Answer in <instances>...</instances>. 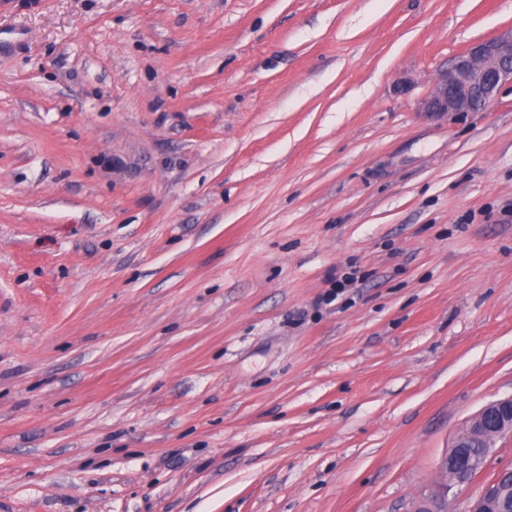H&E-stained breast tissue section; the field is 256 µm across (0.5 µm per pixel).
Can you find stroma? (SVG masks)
I'll return each mask as SVG.
<instances>
[{
  "instance_id": "obj_1",
  "label": "stroma",
  "mask_w": 512,
  "mask_h": 512,
  "mask_svg": "<svg viewBox=\"0 0 512 512\" xmlns=\"http://www.w3.org/2000/svg\"><path fill=\"white\" fill-rule=\"evenodd\" d=\"M511 28L0 0V512H409L512 395V86L417 110Z\"/></svg>"
}]
</instances>
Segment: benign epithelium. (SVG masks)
<instances>
[{
    "label": "benign epithelium",
    "instance_id": "obj_1",
    "mask_svg": "<svg viewBox=\"0 0 512 512\" xmlns=\"http://www.w3.org/2000/svg\"><path fill=\"white\" fill-rule=\"evenodd\" d=\"M512 85V29L472 43L443 72L419 111L432 116L476 112L493 100L502 87ZM512 433V396L481 407L454 438L449 453L438 463L439 479L432 492L422 495L412 512H451L448 471L476 475L482 466L470 457L476 445L492 447L502 436ZM510 469H504L482 489L470 512H512V500L501 496Z\"/></svg>",
    "mask_w": 512,
    "mask_h": 512
}]
</instances>
